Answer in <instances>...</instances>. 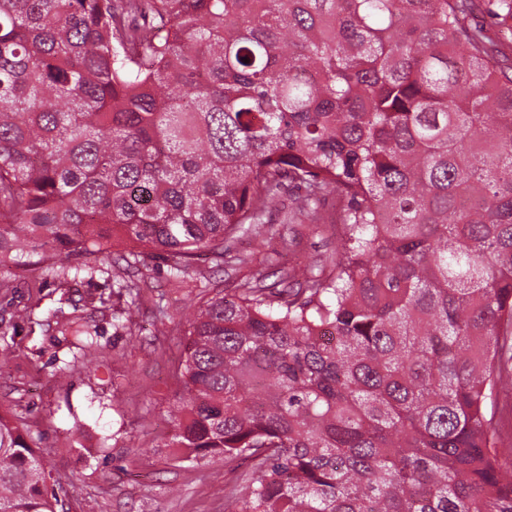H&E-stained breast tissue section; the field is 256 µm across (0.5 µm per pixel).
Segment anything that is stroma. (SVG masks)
<instances>
[{
	"label": "stroma",
	"instance_id": "35a3bbf8",
	"mask_svg": "<svg viewBox=\"0 0 512 512\" xmlns=\"http://www.w3.org/2000/svg\"><path fill=\"white\" fill-rule=\"evenodd\" d=\"M323 224H288L280 211L267 222L292 243L271 253L262 237L242 238L247 262L225 269L210 255L194 261L176 282L166 260L124 270L110 255L69 259L74 280L56 269L0 267V414L37 440L64 501V512H224V491L236 477L220 457L169 464V411L181 394L174 376L186 320L198 310L199 282H234L255 272L285 277L296 265L319 264L336 247V202L324 204ZM129 278L143 302L131 330L112 318V281ZM81 318L96 336L80 342L49 329L56 313Z\"/></svg>",
	"mask_w": 512,
	"mask_h": 512
}]
</instances>
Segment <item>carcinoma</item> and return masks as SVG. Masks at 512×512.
<instances>
[{
  "label": "carcinoma",
  "mask_w": 512,
  "mask_h": 512,
  "mask_svg": "<svg viewBox=\"0 0 512 512\" xmlns=\"http://www.w3.org/2000/svg\"><path fill=\"white\" fill-rule=\"evenodd\" d=\"M472 8L0 0V267L108 252L106 224L178 280L245 263L288 188L313 223L336 196L329 270L188 320L164 447L250 464L224 512H512V65ZM47 477L0 414V512H57ZM495 421L505 446L512 445V394L498 400Z\"/></svg>",
  "instance_id": "cac0c4a2"
}]
</instances>
